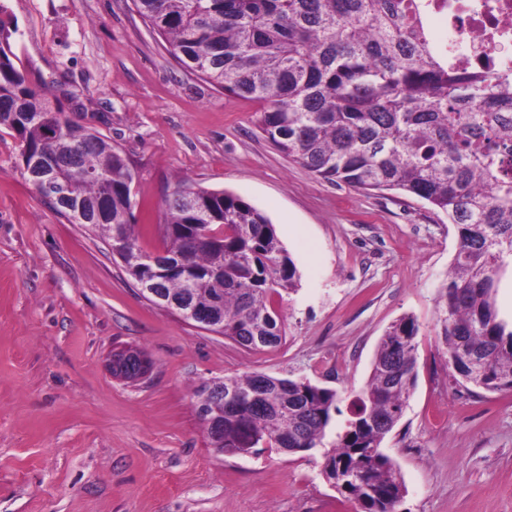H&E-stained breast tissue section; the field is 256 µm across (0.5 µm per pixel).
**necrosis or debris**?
<instances>
[{"mask_svg":"<svg viewBox=\"0 0 512 512\" xmlns=\"http://www.w3.org/2000/svg\"><path fill=\"white\" fill-rule=\"evenodd\" d=\"M437 58L459 77L512 79V0H413Z\"/></svg>","mask_w":512,"mask_h":512,"instance_id":"necrosis-or-debris-1","label":"necrosis or debris"}]
</instances>
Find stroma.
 <instances>
[{"instance_id": "obj_1", "label": "stroma", "mask_w": 512, "mask_h": 512, "mask_svg": "<svg viewBox=\"0 0 512 512\" xmlns=\"http://www.w3.org/2000/svg\"><path fill=\"white\" fill-rule=\"evenodd\" d=\"M14 63L130 162L139 244L162 250L180 179L263 212L294 260L285 339L249 350L145 298L97 233L49 208L0 127V512H357L322 449L225 456L196 410L202 383L264 372L366 384L381 337L412 316L416 386L382 450L399 512H512V391L448 374L438 306L457 249L447 216L399 190L328 182L276 150L255 103L186 73L132 0H0ZM149 363L114 376L113 353Z\"/></svg>"}]
</instances>
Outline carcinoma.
<instances>
[{"label":"carcinoma","instance_id":"1","mask_svg":"<svg viewBox=\"0 0 512 512\" xmlns=\"http://www.w3.org/2000/svg\"><path fill=\"white\" fill-rule=\"evenodd\" d=\"M187 71L258 104L257 126L316 176L362 190H401L448 216L457 252L441 292L448 371L459 385L512 390V329L495 295L512 260V83L458 79L410 18L409 0H133ZM0 20V126L18 141L31 186L47 158L68 195L46 201L109 240L138 283L161 281L211 318L204 329L247 349L283 340L282 293L297 267L273 224L239 196L176 185L164 199L163 263L135 233L134 172L112 140L53 104L11 59ZM208 241L195 243L198 229ZM418 326L394 321L370 377L342 414L340 392L264 372L227 376L224 453L324 446L322 474L360 512H397L404 486L381 451L415 385Z\"/></svg>","mask_w":512,"mask_h":512}]
</instances>
